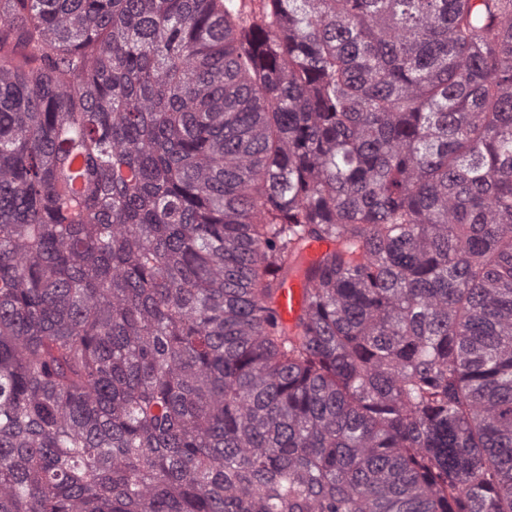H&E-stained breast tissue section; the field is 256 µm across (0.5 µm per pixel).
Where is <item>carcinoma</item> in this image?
Here are the masks:
<instances>
[{
  "mask_svg": "<svg viewBox=\"0 0 512 512\" xmlns=\"http://www.w3.org/2000/svg\"><path fill=\"white\" fill-rule=\"evenodd\" d=\"M0 512H512V0H0ZM275 296L276 310L280 318L292 324L307 308V296L312 282L304 276H289L278 281Z\"/></svg>",
  "mask_w": 512,
  "mask_h": 512,
  "instance_id": "1",
  "label": "carcinoma"
}]
</instances>
